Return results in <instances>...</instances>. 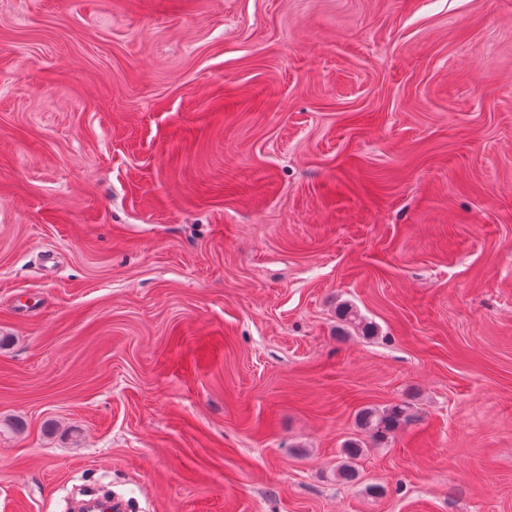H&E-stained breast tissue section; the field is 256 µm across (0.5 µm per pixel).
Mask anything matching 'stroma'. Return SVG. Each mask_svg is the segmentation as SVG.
<instances>
[{
  "label": "stroma",
  "mask_w": 512,
  "mask_h": 512,
  "mask_svg": "<svg viewBox=\"0 0 512 512\" xmlns=\"http://www.w3.org/2000/svg\"><path fill=\"white\" fill-rule=\"evenodd\" d=\"M103 476L512 512V0H0V512ZM410 408L406 402L382 409L366 407L358 413V424L373 442L382 441L398 427L410 421ZM363 444L358 439H349L344 442L342 451L346 460L338 470V475L344 480L351 481L356 477V460L362 455Z\"/></svg>",
  "instance_id": "35a3bbf8"
}]
</instances>
